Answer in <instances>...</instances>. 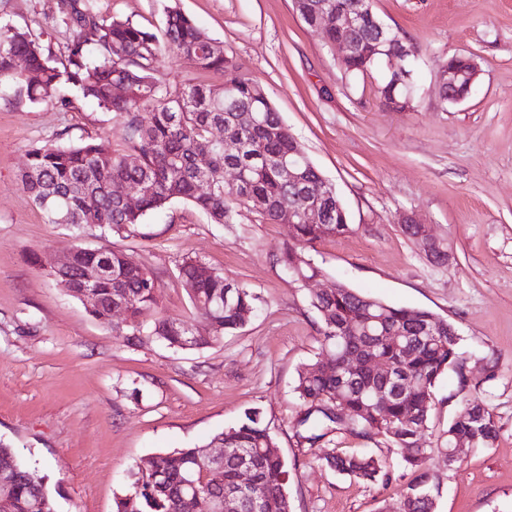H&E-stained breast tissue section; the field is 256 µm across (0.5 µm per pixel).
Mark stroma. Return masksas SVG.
Segmentation results:
<instances>
[{
  "mask_svg": "<svg viewBox=\"0 0 512 512\" xmlns=\"http://www.w3.org/2000/svg\"><path fill=\"white\" fill-rule=\"evenodd\" d=\"M107 18L163 35L175 10L203 28L260 82L308 157L332 182L349 233L318 241L320 274L294 280L276 261L291 237L240 206L214 224L176 200L131 235L48 223L20 173L31 146L107 137L127 151L121 116L79 104H14L0 90V442L39 466L56 512H113L130 473L161 452L201 446L247 412L261 411L291 472L293 512H398L416 478L384 438L336 430L324 448L300 445L293 391L321 351L312 296L342 283L387 303L424 308L459 334L462 370L432 393L425 436L438 478L437 512H512V0H372L377 16L420 50L412 109L383 105L385 70L347 76L293 0H95ZM61 0H0V22L60 46ZM467 54L481 74L459 103L439 95V65ZM415 215L446 250L430 260L403 231ZM114 247L154 274L164 316L209 328L178 276L195 258L260 298L247 324L200 350L169 348L149 333L100 324L53 279L71 249ZM491 406L499 432L448 463V423L467 399ZM370 452L390 473L363 483L326 465L324 449Z\"/></svg>",
  "mask_w": 512,
  "mask_h": 512,
  "instance_id": "obj_1",
  "label": "stroma"
}]
</instances>
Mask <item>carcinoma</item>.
<instances>
[{
  "label": "carcinoma",
  "instance_id": "cac0c4a2",
  "mask_svg": "<svg viewBox=\"0 0 512 512\" xmlns=\"http://www.w3.org/2000/svg\"><path fill=\"white\" fill-rule=\"evenodd\" d=\"M359 0H295L299 15L323 9L354 11ZM62 22L67 41L52 50L28 29L0 24V84L10 87L17 104L45 103L72 107L90 104L105 113L123 116L127 153L112 152L100 136L78 144H44L27 152L20 175L23 190L43 211L50 224L96 226L104 232L132 233L144 216L182 199L215 224L230 221L234 202L274 221L284 208L319 204L326 211L322 224L295 225L294 241L280 249L277 262L295 280L320 274L309 250L325 237L351 231L348 214L336 197L328 195V181L274 108L265 88L232 61L224 49L191 19L177 11L167 15L165 41L129 19H107L95 0H63ZM376 14L363 18L353 32L354 51L344 71L362 73L381 61V44L394 41L406 55L396 66L413 64L417 49L390 28L380 29ZM167 51L193 66L222 74L220 85L170 84L159 78V57ZM22 58L26 69L16 68ZM71 85L77 99L60 95ZM116 84L125 93H113ZM388 106L405 101L406 88L385 79L381 90ZM245 145L226 156L212 143V130ZM299 165L303 190L288 182L285 165ZM234 174L233 182L225 173ZM145 186L136 208L115 195L120 183ZM97 268L100 276L91 289L89 312L102 325L112 326L110 306L126 307L125 327L141 332V316L157 304L156 278L126 252L103 246L76 252L70 271L53 273L67 291L81 289L80 271ZM179 277L189 298L211 327V334L194 342L189 325L157 318L151 335L170 347L199 349L241 328L251 318L259 297L250 289L200 260L187 258ZM310 305L319 314L323 354L298 371L294 392L299 411L295 420L299 443L321 447L337 427L364 436H381L404 451L407 467L417 473L400 512H435L436 477L428 465L421 430L429 428L432 390L438 379L460 364L455 328L431 311L399 307L364 295L343 284L315 294ZM363 350L357 372L344 368L351 348ZM393 370L386 384L371 368V359ZM388 403L379 405V399ZM499 429L492 409L480 398L466 403L448 422V445L467 439L490 446ZM224 444V460L208 456V446ZM274 445L261 412L216 435L209 445L182 448L152 457L151 467L132 473L130 489L115 499L114 512H184L187 484L195 485L194 512H215L214 495L239 494L238 466L246 465L252 485L240 494V512H293L288 493L286 462L265 449ZM326 462L357 481L389 480L379 459L364 455L329 454ZM0 512H56L45 476L22 462L13 448L0 443Z\"/></svg>",
  "mask_w": 512,
  "mask_h": 512
}]
</instances>
